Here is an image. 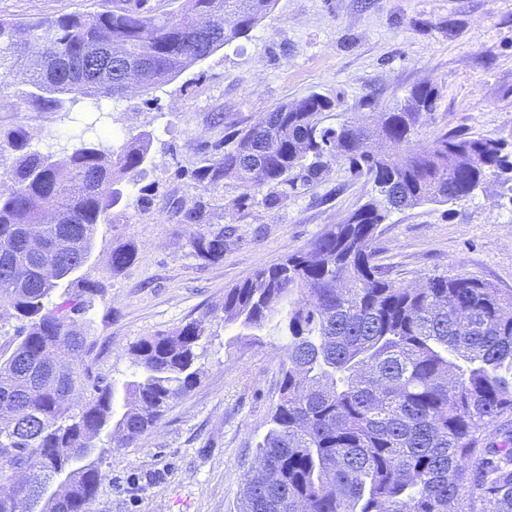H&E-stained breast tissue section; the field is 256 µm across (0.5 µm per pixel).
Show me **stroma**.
I'll list each match as a JSON object with an SVG mask.
<instances>
[{
	"mask_svg": "<svg viewBox=\"0 0 512 512\" xmlns=\"http://www.w3.org/2000/svg\"><path fill=\"white\" fill-rule=\"evenodd\" d=\"M104 0H0V18L36 19L104 8ZM437 93L413 138L429 148L442 133L489 135L512 152V0H276L247 35L224 45L175 79L134 88L89 111L66 94L43 112L21 88L0 81V128H23L32 150L65 159L74 126L108 134L112 149L151 142L142 171L125 181L122 208L97 227L87 263L105 281L80 325L92 345L93 375L129 379L131 347L221 304L226 288L308 246L373 193L366 177L333 161L318 180L297 183L268 208L257 192L238 204L236 182L204 188L192 173L229 149L241 129L274 107L311 93L335 106L323 124H363L404 101L418 85ZM208 203L209 221L232 224L238 242L222 262L204 264L190 247L195 227L176 223L174 205ZM134 259L108 271L115 247ZM378 261L405 286L465 275L512 293V171L486 179L461 201L394 211L380 227ZM200 383L135 447L116 448L91 512H240L242 478L254 463L279 397L278 367L287 337L271 320L260 342L213 324Z\"/></svg>",
	"mask_w": 512,
	"mask_h": 512,
	"instance_id": "1",
	"label": "stroma"
}]
</instances>
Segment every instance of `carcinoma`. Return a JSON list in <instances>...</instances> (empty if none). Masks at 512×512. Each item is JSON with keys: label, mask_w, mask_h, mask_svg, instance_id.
<instances>
[{"label": "carcinoma", "mask_w": 512, "mask_h": 512, "mask_svg": "<svg viewBox=\"0 0 512 512\" xmlns=\"http://www.w3.org/2000/svg\"><path fill=\"white\" fill-rule=\"evenodd\" d=\"M170 1L177 8L152 14L112 0L108 11L0 19V76L30 87L23 99L45 111L60 107L58 94L117 99L123 61L143 68L150 89L247 35L274 5ZM435 101L419 85L368 127L332 128L322 115L333 101L313 93L275 107L265 125L198 167L194 179L212 188L232 180L244 199L267 189L273 208L296 177L312 182L339 157L375 194L308 248L225 290L221 308L136 342V370L120 391L83 363L90 344L78 317L103 283L85 276L77 291L51 296L85 265L96 226L110 223L120 185L142 169L150 143L116 153L101 138L75 136L61 164L30 150L25 132L0 133L13 151V185L0 192V271L24 264L27 276L0 275V319L18 321L0 351V477L27 474L22 493H0V512H90L103 474L87 458L136 444L200 383L207 322L235 324L256 342L275 315L288 353L256 448L261 468L244 474L242 512H512V295L458 275L410 288L376 261L379 226L393 210L460 201L512 167L488 135L443 133L413 149ZM373 140L385 142V156L370 152ZM173 219L198 227L190 245L199 259L224 260L233 227L208 224L206 204L180 206ZM132 258L130 248L112 250L111 271ZM293 293L300 298L290 304ZM104 434L113 447L97 448ZM474 457L471 470L465 460ZM47 484L51 497L41 496Z\"/></svg>", "instance_id": "cac0c4a2"}]
</instances>
